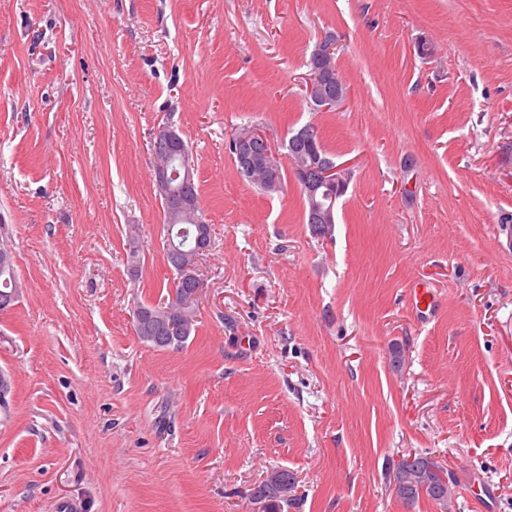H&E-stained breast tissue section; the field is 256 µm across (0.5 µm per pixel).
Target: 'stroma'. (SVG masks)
I'll return each instance as SVG.
<instances>
[{
  "label": "stroma",
  "mask_w": 512,
  "mask_h": 512,
  "mask_svg": "<svg viewBox=\"0 0 512 512\" xmlns=\"http://www.w3.org/2000/svg\"><path fill=\"white\" fill-rule=\"evenodd\" d=\"M327 35L340 112L303 88ZM162 123L214 245L195 336L158 351L132 311L174 278ZM307 124L353 170L322 235L290 166L267 194L226 147ZM0 222L22 284L0 512H256L278 467L288 512H512V0H0ZM414 453L446 464L450 510L395 497ZM296 488V480L287 469H272L252 489L250 498L260 512H283L285 506L290 507L295 501Z\"/></svg>",
  "instance_id": "35a3bbf8"
}]
</instances>
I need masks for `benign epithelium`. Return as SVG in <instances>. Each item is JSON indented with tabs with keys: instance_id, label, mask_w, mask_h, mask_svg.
<instances>
[{
	"instance_id": "1",
	"label": "benign epithelium",
	"mask_w": 512,
	"mask_h": 512,
	"mask_svg": "<svg viewBox=\"0 0 512 512\" xmlns=\"http://www.w3.org/2000/svg\"><path fill=\"white\" fill-rule=\"evenodd\" d=\"M337 52L336 40L326 37L313 51L311 66L305 78L306 95L317 110L340 111L349 100V89L334 67ZM231 149L237 163L253 174L254 180L268 191H277L273 171L281 160L279 148L259 128L250 127L231 138ZM154 182L160 196L168 198L169 171L166 161L177 155L183 159L182 177L185 182L194 180V168L189 151L176 130L162 124L151 139ZM286 157L300 187L310 200L311 223H334L337 201L344 196L353 177L351 166L338 164L318 150L302 153L295 149L294 139H289Z\"/></svg>"
}]
</instances>
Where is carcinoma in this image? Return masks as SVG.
Masks as SVG:
<instances>
[{
    "instance_id": "obj_1",
    "label": "carcinoma",
    "mask_w": 512,
    "mask_h": 512,
    "mask_svg": "<svg viewBox=\"0 0 512 512\" xmlns=\"http://www.w3.org/2000/svg\"><path fill=\"white\" fill-rule=\"evenodd\" d=\"M173 197H190L195 203L193 211L173 219L169 216V202L161 201L166 239L164 245V258L171 270L179 271L181 263L193 261L194 237L196 235V221L203 217L199 205L198 188L194 184L184 185L181 179L171 181ZM127 262L131 274L135 277L141 274L140 246L136 231H131L127 241ZM196 283L188 278L175 282L168 291L167 306L153 305L139 302L136 304L133 315L140 320L133 321L138 338L146 345L156 350L181 348L189 338L195 335L199 317L198 300L192 298ZM21 292L16 271L10 268H0V312L5 311L2 304L14 306ZM429 456L417 453L413 462L398 463L395 472L400 467H406L405 487L402 489L403 502L413 504L425 496L433 501L448 500L451 489L448 482L439 478H431L429 471ZM296 480L286 469L278 468L267 472L265 478L257 487L252 489L250 498L258 505L259 512H283L285 507L295 501Z\"/></svg>"
}]
</instances>
